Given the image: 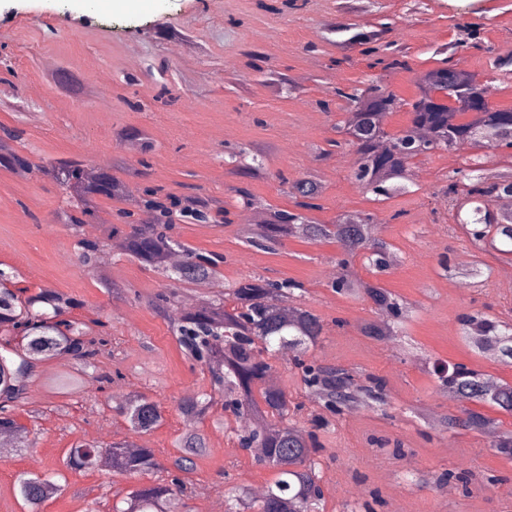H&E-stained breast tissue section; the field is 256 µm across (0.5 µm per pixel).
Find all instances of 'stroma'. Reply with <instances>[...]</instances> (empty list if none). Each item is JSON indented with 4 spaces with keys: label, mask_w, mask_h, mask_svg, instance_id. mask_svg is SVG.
<instances>
[{
    "label": "stroma",
    "mask_w": 512,
    "mask_h": 512,
    "mask_svg": "<svg viewBox=\"0 0 512 512\" xmlns=\"http://www.w3.org/2000/svg\"><path fill=\"white\" fill-rule=\"evenodd\" d=\"M95 23L79 24L82 15ZM339 22L362 30L389 24L386 40L404 47L409 69L386 71L360 48L341 45L332 32ZM478 26L483 43L512 56V0H145L108 10L87 0H0V127L23 132L15 149L36 164L80 157L90 167L111 168L138 190L156 188L176 199L198 192L221 202L225 221H178L174 236L197 252L223 257L225 285L260 274L299 281L302 304L325 324L320 343L305 360L333 364L356 375L383 379L384 405L336 415L326 413L318 433L321 512H512V458L495 453L484 433L446 434L425 418L455 410L444 400L426 360L461 363L512 382V367L476 356L464 343L463 314L482 310L512 322V288L500 274L511 263L481 252L456 222L439 193L463 153L437 152L419 158L406 192L380 201L351 178V151L317 160L315 147L337 138L342 101L336 89L382 78L404 100L417 93L420 75L441 66L458 25ZM269 59L270 72L248 68L247 51ZM462 65L494 88L493 100L512 108V73L492 67L483 51H459ZM167 72H160V65ZM174 101H160L161 86ZM143 131L148 149L128 150L120 132ZM260 159L262 170L247 169ZM315 172L323 191L315 221L327 224L345 211L375 213L380 235L397 252L381 284L413 304L416 312L396 339L363 336L359 327L375 319L365 296L337 294L329 272L341 249L290 238L274 250L252 247L241 226L239 189H248L260 210L289 209L287 180ZM66 194L37 169L27 178L0 167V270L17 272L28 294L50 288L77 299L75 318L107 324L112 357L99 368L121 369L123 377L98 385L95 375L74 391L59 389L70 363L43 362L29 384L19 419L35 438L31 448L0 455V512H28L15 491L24 471L64 474L65 491L39 512H112L133 485L166 478L180 453L186 423L177 403L186 394L209 392L206 372L180 347L167 319L148 301L167 279L118 250L102 276L80 263L82 238H107L111 225L142 220L124 202H103L94 223L72 229L62 214ZM480 258L486 281L469 287L448 277L444 265ZM117 289L103 288L101 278ZM272 372L304 414L318 407L306 390L295 359L275 355ZM126 390L159 401L164 420L141 440L156 451L158 466L129 479L111 469L66 468L72 444L99 445L129 437L115 399ZM205 420V453L186 480L190 492L182 512H224L231 490L265 488L274 469L242 451L231 430ZM456 477L443 481L447 472ZM466 474L460 482L458 474Z\"/></svg>",
    "instance_id": "1"
}]
</instances>
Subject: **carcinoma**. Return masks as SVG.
<instances>
[{"label":"carcinoma","mask_w":512,"mask_h":512,"mask_svg":"<svg viewBox=\"0 0 512 512\" xmlns=\"http://www.w3.org/2000/svg\"><path fill=\"white\" fill-rule=\"evenodd\" d=\"M337 33H350L342 44L363 47V53L378 56V63L387 69L409 68L406 55L391 49L384 40L387 27L369 32H355L349 24L338 23ZM460 48H475L490 55L494 49L477 41V31L470 25L458 27L457 38L449 46L450 55L443 66L427 71L420 79L416 97L407 102L373 79L362 88L350 92L336 90L345 99L343 112L336 123L342 140L332 146L351 147L354 154L352 179L365 191L378 197L407 188L411 181L413 162L435 152L454 153L462 148L480 151L485 148H512V108L476 111L469 98L478 90L488 96L493 87L476 73L460 65L455 53ZM443 85L456 88L454 102L449 106L438 103L434 90ZM408 109L409 122L400 130L387 129L390 115ZM0 165L31 168L30 158L14 149L0 154ZM38 171L55 181L73 199V212L67 214L68 224L77 227L90 224L97 217L102 200L124 197L123 183L102 171L93 180L85 177V160L80 157L50 160L38 166ZM289 195L295 199L293 209H270L266 223L257 225L248 236L249 242L268 249L286 238H299L311 243L334 240L340 243L342 255L337 264L342 276L332 287L338 293L364 295L375 308L390 318L387 324L375 320L360 326L365 336L385 339L397 335V329L412 313L408 303L398 298L378 281L363 279L355 268L356 259L377 273L387 271L397 255L393 244L379 235L380 221L376 214L362 211L344 212L330 224H320L306 212L320 208V185L310 177L288 180ZM441 193L456 209L458 223L466 228L470 241L484 249L502 255H512V212L492 208L493 202L512 197V166L489 174L473 155L465 165L448 174ZM144 206L155 215L152 224H131L129 230L114 225L112 235L124 242V250L144 266L174 282L190 284L208 280L219 286L223 277L222 257H208L192 250L171 234L174 209L187 221L205 222L211 213L210 201L202 196H190L185 203L168 201L160 190L151 191ZM103 244L97 239L80 240L81 262L90 273L95 272L97 254ZM444 271L470 285L483 276L480 264L467 268L443 264ZM302 285L292 279L270 281L261 275L248 276L236 283L230 293L218 289L201 297L196 305L171 319L178 302V288L157 293L149 305L170 325L178 343L186 353L200 363L213 386V393L202 400L189 395L177 405L183 417L200 423L210 409L220 404L230 411L235 421L247 424L234 429L242 450L265 449L260 462L277 470L278 479L260 497L241 492L233 504H225L226 512H319L323 493L318 462L319 442L314 429L321 427L311 421L312 429L288 418V394L282 389L265 385L271 369L269 346L291 347L305 351L318 344L325 333V324L315 311L305 305L289 308L282 303L295 297ZM80 303L52 289L23 296L12 288V279L0 272V432L16 436L19 448H30V431L18 419V412L28 399V386L34 373L31 367L47 359L65 356L72 360L75 371L59 381L61 389H77L82 374L104 355L111 354V342L106 336H93L86 324L62 315ZM463 339L479 356L490 352L502 365L512 366V323L486 313L465 314L461 317ZM304 385L323 393L327 410L341 414L354 409L363 398L384 403L381 379L370 378L363 387L355 375L344 368L315 362L298 363ZM438 375L440 391L461 404L460 414L435 416L433 425L440 429L480 431L492 422L482 409L489 407L512 415V384H491L479 370L458 364L448 373ZM121 411L135 436L156 428L163 419L159 402L145 394H137L121 405ZM498 453L512 457V430H504L490 441ZM130 440L113 441L105 446L78 442L69 448L64 465L92 471L102 455L111 460L112 472L135 478L157 466L155 450L147 445L138 448ZM182 455L174 459L175 474L171 478L149 485H138L122 498L124 507L114 512H180V497L187 489L183 475L193 464V457L208 447L205 432L194 426L179 440ZM18 493L33 510L43 502L61 494L65 485L53 476L23 472L17 478Z\"/></svg>","instance_id":"1"}]
</instances>
